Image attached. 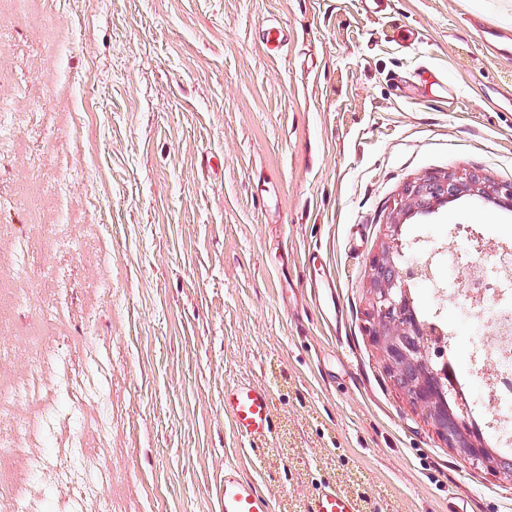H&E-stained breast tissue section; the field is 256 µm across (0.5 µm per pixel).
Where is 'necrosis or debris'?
<instances>
[{"label":"necrosis or debris","instance_id":"4bbe7bcc","mask_svg":"<svg viewBox=\"0 0 512 512\" xmlns=\"http://www.w3.org/2000/svg\"><path fill=\"white\" fill-rule=\"evenodd\" d=\"M442 263L448 279L438 291L440 302L459 303L470 319L473 357L469 371L456 368L454 345L441 317H434V342L438 366L454 367L457 390L466 400L467 419L487 432L495 447L512 454V244L498 246L490 261L468 264L456 247H448ZM481 378V396H474L471 383ZM17 453L0 447V487L9 492L0 502V512H28L29 484L16 472Z\"/></svg>","mask_w":512,"mask_h":512}]
</instances>
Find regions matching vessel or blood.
<instances>
[{
	"mask_svg": "<svg viewBox=\"0 0 512 512\" xmlns=\"http://www.w3.org/2000/svg\"><path fill=\"white\" fill-rule=\"evenodd\" d=\"M224 413L235 432L249 445L272 437L275 416L269 391L249 382L224 390ZM222 512H272L270 497L258 483L234 465H225ZM307 512H361L357 497L327 485L308 503Z\"/></svg>",
	"mask_w": 512,
	"mask_h": 512,
	"instance_id": "obj_1",
	"label": "vessel or blood"
}]
</instances>
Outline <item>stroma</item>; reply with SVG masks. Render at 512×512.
<instances>
[{
	"label": "stroma",
	"mask_w": 512,
	"mask_h": 512,
	"mask_svg": "<svg viewBox=\"0 0 512 512\" xmlns=\"http://www.w3.org/2000/svg\"><path fill=\"white\" fill-rule=\"evenodd\" d=\"M288 42L268 51L265 29ZM512 0H30L0 8V380L41 403L0 443L112 467L35 512H221L234 463L273 512L359 483L372 512H512L389 374L369 265L405 185L476 169L512 182ZM512 241V210L462 198L403 242ZM46 323L49 363L16 337ZM271 391L248 452L224 388Z\"/></svg>",
	"instance_id": "obj_1"
}]
</instances>
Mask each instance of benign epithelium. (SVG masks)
I'll list each match as a JSON object with an SVG mask.
<instances>
[{
	"label": "benign epithelium",
	"instance_id": "7a95c632",
	"mask_svg": "<svg viewBox=\"0 0 512 512\" xmlns=\"http://www.w3.org/2000/svg\"><path fill=\"white\" fill-rule=\"evenodd\" d=\"M464 197L511 210L512 183H496L476 170L462 168L426 173L405 186L393 208L387 239L370 261L372 336L394 381L406 382L402 391L410 402L425 412L448 446L464 449L470 465L483 467L489 462L488 449L472 439L461 420L448 414L432 378L426 330L406 302L408 282L421 277L423 268L402 265L399 240V217L430 213Z\"/></svg>",
	"mask_w": 512,
	"mask_h": 512
}]
</instances>
